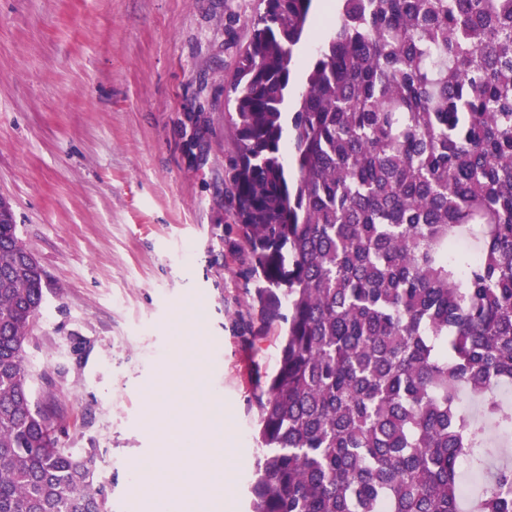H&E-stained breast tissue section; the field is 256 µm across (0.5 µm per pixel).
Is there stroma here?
<instances>
[{
    "label": "stroma",
    "instance_id": "obj_1",
    "mask_svg": "<svg viewBox=\"0 0 512 512\" xmlns=\"http://www.w3.org/2000/svg\"><path fill=\"white\" fill-rule=\"evenodd\" d=\"M260 0H0V196L45 272L27 366L66 447L92 454L108 512L157 447L151 394L232 420L249 512L258 402L279 322L237 221L232 84ZM204 361L200 382L171 362Z\"/></svg>",
    "mask_w": 512,
    "mask_h": 512
}]
</instances>
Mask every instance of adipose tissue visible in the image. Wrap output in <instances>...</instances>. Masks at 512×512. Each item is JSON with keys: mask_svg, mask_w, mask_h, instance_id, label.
Masks as SVG:
<instances>
[{"mask_svg": "<svg viewBox=\"0 0 512 512\" xmlns=\"http://www.w3.org/2000/svg\"><path fill=\"white\" fill-rule=\"evenodd\" d=\"M151 413L170 430L153 451L155 466L144 472L132 468L131 495L145 502L148 512H208L221 505L234 512L231 485L235 470L231 450L217 447L230 429L217 397H209L203 420L186 422L177 406L155 402Z\"/></svg>", "mask_w": 512, "mask_h": 512, "instance_id": "1", "label": "adipose tissue"}]
</instances>
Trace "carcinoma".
I'll return each instance as SVG.
<instances>
[{"label": "carcinoma", "instance_id": "1", "mask_svg": "<svg viewBox=\"0 0 512 512\" xmlns=\"http://www.w3.org/2000/svg\"><path fill=\"white\" fill-rule=\"evenodd\" d=\"M234 87V197L262 311L253 512H512V0H341L290 117L313 0H262ZM297 168L289 182L282 143ZM474 247L454 251L455 239ZM0 219V512H107L25 366L41 265Z\"/></svg>", "mask_w": 512, "mask_h": 512}]
</instances>
